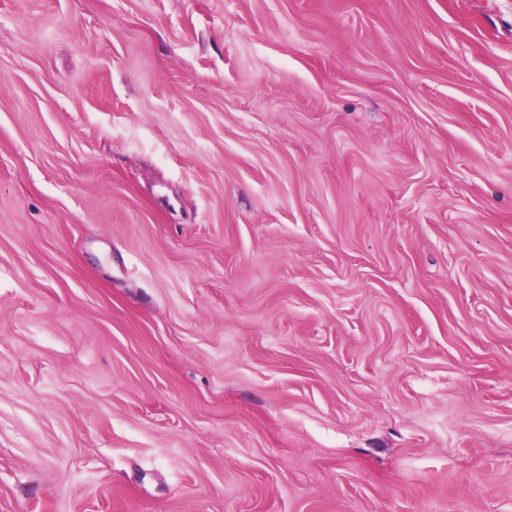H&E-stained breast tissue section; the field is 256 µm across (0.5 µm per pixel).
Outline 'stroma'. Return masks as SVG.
Instances as JSON below:
<instances>
[{"instance_id":"1","label":"stroma","mask_w":512,"mask_h":512,"mask_svg":"<svg viewBox=\"0 0 512 512\" xmlns=\"http://www.w3.org/2000/svg\"><path fill=\"white\" fill-rule=\"evenodd\" d=\"M0 512H512V0H0Z\"/></svg>"}]
</instances>
